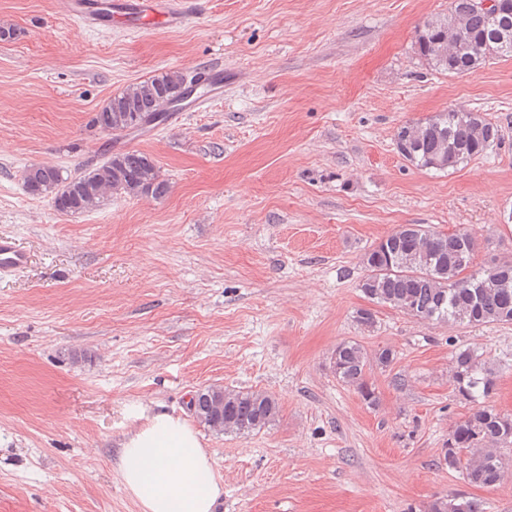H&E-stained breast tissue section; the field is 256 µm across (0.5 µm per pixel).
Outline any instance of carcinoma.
<instances>
[{
    "instance_id": "1",
    "label": "carcinoma",
    "mask_w": 512,
    "mask_h": 512,
    "mask_svg": "<svg viewBox=\"0 0 512 512\" xmlns=\"http://www.w3.org/2000/svg\"><path fill=\"white\" fill-rule=\"evenodd\" d=\"M479 0H450L448 10L426 18L415 31V54L427 66L450 77H462L481 65L512 58V0H502L499 14L478 6ZM187 80L167 71L133 83L112 95L90 120L91 126L115 139L166 120L165 109L183 101ZM399 154L412 166L448 173L483 156L500 140V130L483 112L454 106L421 121L397 127ZM109 165L88 168L68 178L50 164L27 167V191L49 197L63 214L80 215L115 194L161 199L170 185L161 178L147 154L131 149L111 154ZM477 244L465 231L444 233L421 224H402L379 239L361 256L365 275L357 288L372 304L388 305L421 321L448 328L486 323H512V258H492L474 264ZM397 353L385 347L369 353L355 340L336 345L331 368L336 379L357 390L364 401L377 405L368 375L375 367L393 365ZM449 372L456 397L471 412L449 434L439 464L459 471L464 482L494 488L512 471V416L490 404L497 391L495 362L460 346L452 353ZM195 415L217 434L249 435L273 425L279 404L258 390L224 389V405L217 409L208 393L192 400ZM429 512H486L485 502L467 492L435 498Z\"/></svg>"
}]
</instances>
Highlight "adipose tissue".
I'll use <instances>...</instances> for the list:
<instances>
[{
	"label": "adipose tissue",
	"mask_w": 512,
	"mask_h": 512,
	"mask_svg": "<svg viewBox=\"0 0 512 512\" xmlns=\"http://www.w3.org/2000/svg\"><path fill=\"white\" fill-rule=\"evenodd\" d=\"M117 467L143 512H214L224 493L197 432L165 412L128 438Z\"/></svg>",
	"instance_id": "obj_1"
}]
</instances>
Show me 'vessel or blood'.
Listing matches in <instances>:
<instances>
[{
    "mask_svg": "<svg viewBox=\"0 0 512 512\" xmlns=\"http://www.w3.org/2000/svg\"><path fill=\"white\" fill-rule=\"evenodd\" d=\"M57 9L88 29L98 28L106 17L129 25L145 17L155 25L175 30L189 20L194 4L192 0H112L111 6L102 14L88 0H58ZM29 261L28 253L14 238L0 236V277L26 268Z\"/></svg>",
    "mask_w": 512,
    "mask_h": 512,
    "instance_id": "1",
    "label": "vessel or blood"
}]
</instances>
